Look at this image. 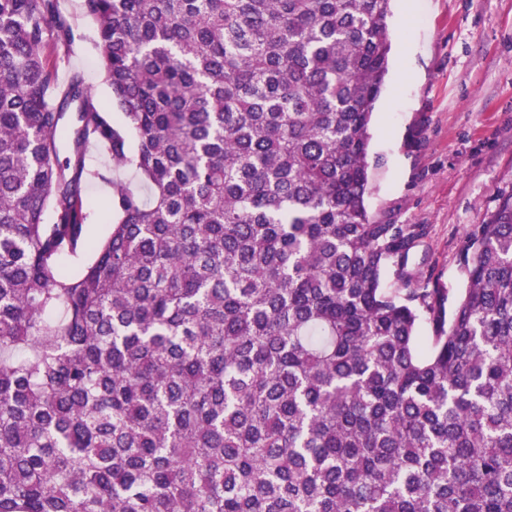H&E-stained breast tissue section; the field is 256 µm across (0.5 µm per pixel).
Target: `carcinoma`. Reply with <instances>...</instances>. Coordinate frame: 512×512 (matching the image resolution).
Instances as JSON below:
<instances>
[{"mask_svg":"<svg viewBox=\"0 0 512 512\" xmlns=\"http://www.w3.org/2000/svg\"><path fill=\"white\" fill-rule=\"evenodd\" d=\"M390 2L83 0L118 123L51 95L58 0H0V512H512V192L466 287L406 277Z\"/></svg>","mask_w":512,"mask_h":512,"instance_id":"cac0c4a2","label":"carcinoma"}]
</instances>
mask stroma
<instances>
[{"mask_svg":"<svg viewBox=\"0 0 512 512\" xmlns=\"http://www.w3.org/2000/svg\"><path fill=\"white\" fill-rule=\"evenodd\" d=\"M75 39L53 54L58 87L81 74L111 102L82 0H59ZM390 70L372 125L369 211L424 224L407 271L457 290V251L512 191V0H392Z\"/></svg>","mask_w":512,"mask_h":512,"instance_id":"1","label":"stroma"}]
</instances>
